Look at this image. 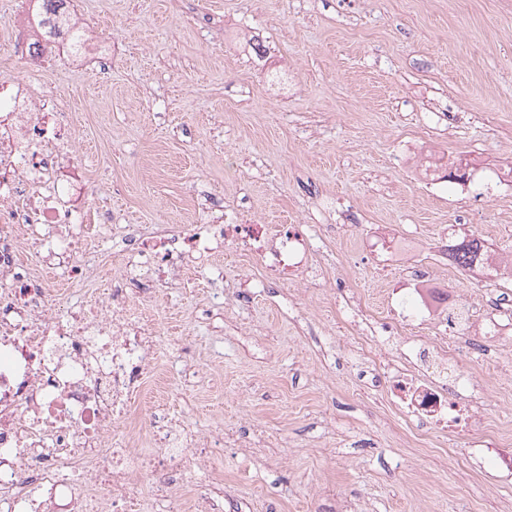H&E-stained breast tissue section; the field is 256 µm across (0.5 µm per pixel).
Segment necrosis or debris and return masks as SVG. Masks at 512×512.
Segmentation results:
<instances>
[{"mask_svg": "<svg viewBox=\"0 0 512 512\" xmlns=\"http://www.w3.org/2000/svg\"><path fill=\"white\" fill-rule=\"evenodd\" d=\"M16 20L25 37L9 46L18 58L42 54L52 40L35 25L27 0ZM73 118L56 86L30 76L0 79V512H221L224 498L173 488L188 470L212 459L208 425L165 424L144 406L146 377L164 354L153 318V292L133 312L121 288L75 300L29 272L35 248L69 286L83 283L82 257L110 237L112 224L86 202L85 161L73 145ZM123 275L145 268L158 287L199 264L227 242L257 255L266 276L309 277L313 236L296 224H128ZM413 291L431 324L464 331L480 315L448 308L432 280L417 276ZM512 381L508 365L468 370L446 382L417 383L398 369L392 389L420 421L471 427V403L460 389L484 395L490 380Z\"/></svg>", "mask_w": 512, "mask_h": 512, "instance_id": "necrosis-or-debris-1", "label": "necrosis or debris"}]
</instances>
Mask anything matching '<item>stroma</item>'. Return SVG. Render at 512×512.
<instances>
[{"instance_id": "35a3bbf8", "label": "stroma", "mask_w": 512, "mask_h": 512, "mask_svg": "<svg viewBox=\"0 0 512 512\" xmlns=\"http://www.w3.org/2000/svg\"><path fill=\"white\" fill-rule=\"evenodd\" d=\"M111 46L48 72L82 112L91 202L116 224H241L318 232L319 284L263 278L234 245L217 279L189 271L152 304L168 346L147 385L161 410L222 428L224 512H512V476L392 400L379 364L351 354V321L412 304L424 269L459 305L495 266L458 270L450 245L512 249V0H73ZM266 47L264 57L249 49ZM348 292L338 291L337 280ZM223 291V309L212 296ZM193 361L202 377L186 381ZM471 439L512 437V385L477 403Z\"/></svg>"}]
</instances>
